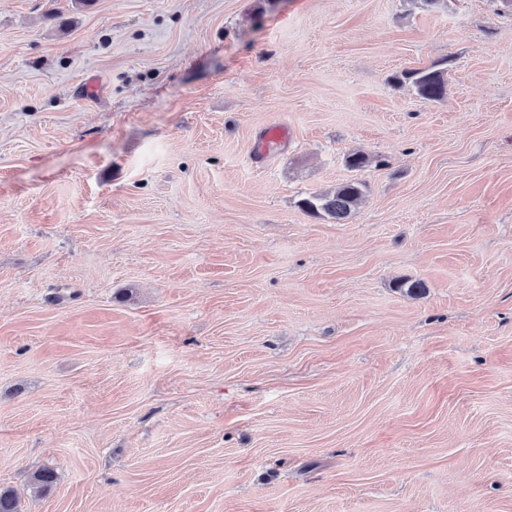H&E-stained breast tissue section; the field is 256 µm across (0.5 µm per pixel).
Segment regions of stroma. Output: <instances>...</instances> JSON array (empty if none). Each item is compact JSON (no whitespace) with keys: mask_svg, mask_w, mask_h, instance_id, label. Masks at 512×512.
<instances>
[{"mask_svg":"<svg viewBox=\"0 0 512 512\" xmlns=\"http://www.w3.org/2000/svg\"><path fill=\"white\" fill-rule=\"evenodd\" d=\"M0 487L512 512V6L0 0ZM446 69H418L408 71L397 78L400 84L409 83L417 95L426 101L441 100L446 93L447 78ZM365 188L361 181L350 180L333 190L313 193L302 199L300 206L313 216L328 218L340 224L351 217Z\"/></svg>","mask_w":512,"mask_h":512,"instance_id":"35a3bbf8","label":"stroma"}]
</instances>
